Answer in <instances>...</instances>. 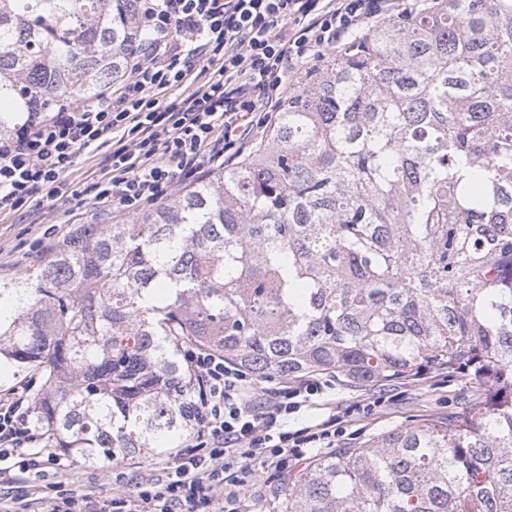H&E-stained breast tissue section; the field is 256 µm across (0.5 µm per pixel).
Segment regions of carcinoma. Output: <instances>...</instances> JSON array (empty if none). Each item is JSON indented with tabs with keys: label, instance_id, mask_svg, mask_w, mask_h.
<instances>
[{
	"label": "carcinoma",
	"instance_id": "cac0c4a2",
	"mask_svg": "<svg viewBox=\"0 0 512 512\" xmlns=\"http://www.w3.org/2000/svg\"><path fill=\"white\" fill-rule=\"evenodd\" d=\"M138 0H0V135L127 75ZM259 379L481 393L308 462L282 512H512V0H429L329 53L237 165L0 280V375L85 465L199 426L183 351Z\"/></svg>",
	"mask_w": 512,
	"mask_h": 512
}]
</instances>
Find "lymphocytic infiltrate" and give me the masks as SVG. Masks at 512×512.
<instances>
[{
	"label": "lymphocytic infiltrate",
	"mask_w": 512,
	"mask_h": 512,
	"mask_svg": "<svg viewBox=\"0 0 512 512\" xmlns=\"http://www.w3.org/2000/svg\"><path fill=\"white\" fill-rule=\"evenodd\" d=\"M410 0H140L145 38L128 61L129 75L91 102L60 100L0 137V211L43 198L68 203L86 193L93 210L134 217L180 187L236 164L280 112L291 86L328 52H343L361 35L406 12ZM207 79L172 103L165 94ZM110 147L111 177L85 191L67 173L78 157ZM185 358L203 382L200 428L162 483L126 472L118 496L82 492L59 481L41 512H246L255 470L285 474L290 464L336 445L332 421L296 430L290 416L328 381L303 377L258 380L216 353L190 349ZM261 391L262 402L252 400ZM28 388L0 396V512H28L17 476L59 467L30 422Z\"/></svg>",
	"instance_id": "obj_1"
}]
</instances>
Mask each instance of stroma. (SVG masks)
<instances>
[{
	"label": "stroma",
	"mask_w": 512,
	"mask_h": 512,
	"mask_svg": "<svg viewBox=\"0 0 512 512\" xmlns=\"http://www.w3.org/2000/svg\"><path fill=\"white\" fill-rule=\"evenodd\" d=\"M89 219L88 207L75 201L60 205L37 199L21 211L0 212V280L24 276L32 268L38 259L34 244L46 228L56 227L63 236ZM475 393L468 381L444 375L385 387L339 385L314 396L291 415L289 426L297 429L332 420L340 432L337 447H353L397 425L447 417Z\"/></svg>",
	"instance_id": "stroma-1"
}]
</instances>
